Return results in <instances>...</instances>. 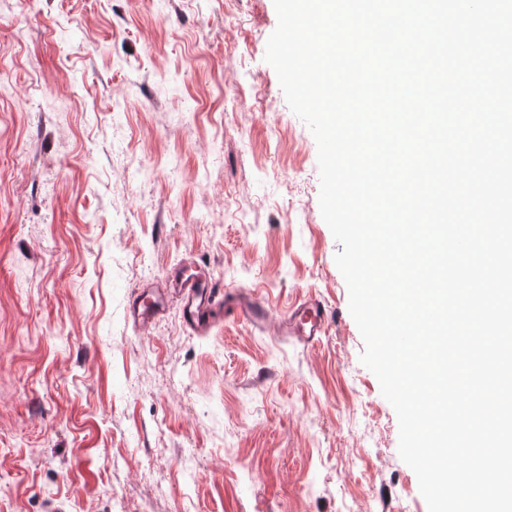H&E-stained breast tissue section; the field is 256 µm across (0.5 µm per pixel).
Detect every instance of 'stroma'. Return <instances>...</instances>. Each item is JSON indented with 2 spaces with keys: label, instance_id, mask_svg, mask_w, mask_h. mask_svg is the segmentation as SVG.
<instances>
[{
  "label": "stroma",
  "instance_id": "1",
  "mask_svg": "<svg viewBox=\"0 0 512 512\" xmlns=\"http://www.w3.org/2000/svg\"><path fill=\"white\" fill-rule=\"evenodd\" d=\"M277 23L273 0H0V512H428ZM188 257L274 323L315 294L325 336H196L174 305L133 327L132 290Z\"/></svg>",
  "mask_w": 512,
  "mask_h": 512
}]
</instances>
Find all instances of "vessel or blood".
I'll list each match as a JSON object with an SVG mask.
<instances>
[{
  "instance_id": "1",
  "label": "vessel or blood",
  "mask_w": 512,
  "mask_h": 512,
  "mask_svg": "<svg viewBox=\"0 0 512 512\" xmlns=\"http://www.w3.org/2000/svg\"><path fill=\"white\" fill-rule=\"evenodd\" d=\"M177 303L183 325L195 334L207 333L219 321L230 320L262 329L269 309L256 293L231 290L194 262H183L163 278L142 283L129 298L127 315L134 327L146 326L162 316L169 303ZM327 309L310 296L289 308L282 317V335L316 345L326 333Z\"/></svg>"
}]
</instances>
